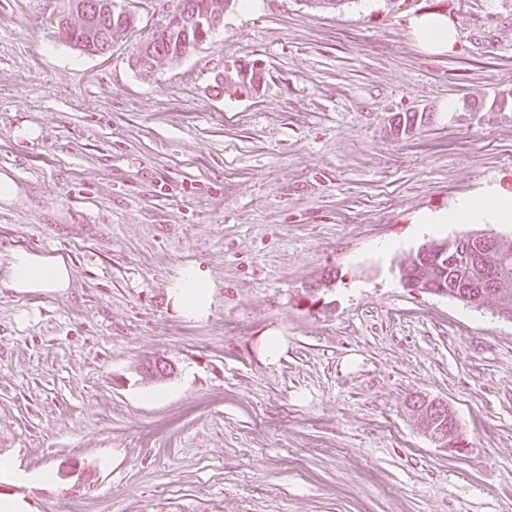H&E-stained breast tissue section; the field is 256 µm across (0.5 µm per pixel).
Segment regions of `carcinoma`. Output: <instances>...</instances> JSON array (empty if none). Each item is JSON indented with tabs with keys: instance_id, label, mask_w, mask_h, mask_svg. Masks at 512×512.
Instances as JSON below:
<instances>
[{
	"instance_id": "obj_1",
	"label": "carcinoma",
	"mask_w": 512,
	"mask_h": 512,
	"mask_svg": "<svg viewBox=\"0 0 512 512\" xmlns=\"http://www.w3.org/2000/svg\"><path fill=\"white\" fill-rule=\"evenodd\" d=\"M84 0H68L67 9L60 12L62 29L58 34L65 42L77 49L92 54L101 42L112 41L114 37L135 27L136 18L124 20L112 14L115 0H93L98 5L99 15L88 17L81 10ZM192 8L201 14H214L235 5L237 0H188ZM193 32L179 26L166 27L155 31L143 43L131 66L138 69L145 61L159 69L181 59L183 43ZM473 234H466L451 241H433L417 249L400 262L401 279L413 281L427 293L440 289L448 296L476 310L484 311L493 303L500 312L512 313V236L497 234L490 239L488 253L478 254L471 248ZM413 411L423 431L434 433L438 430L453 442L460 424L448 405L425 395L413 399Z\"/></svg>"
}]
</instances>
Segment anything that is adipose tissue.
I'll return each instance as SVG.
<instances>
[{
	"label": "adipose tissue",
	"instance_id": "ef3b65f1",
	"mask_svg": "<svg viewBox=\"0 0 512 512\" xmlns=\"http://www.w3.org/2000/svg\"><path fill=\"white\" fill-rule=\"evenodd\" d=\"M413 34L418 43L432 51L452 50L456 32L447 17L426 14L415 19ZM423 224H510L512 194L487 188L465 197L448 209L428 212L419 218ZM72 269L60 254L14 250L0 266V288L17 293L58 292L70 288ZM212 282L206 271L183 267L169 287V296L179 315L200 319L210 312Z\"/></svg>",
	"mask_w": 512,
	"mask_h": 512
}]
</instances>
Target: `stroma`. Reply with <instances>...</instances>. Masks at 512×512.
<instances>
[{
    "label": "stroma",
    "instance_id": "1",
    "mask_svg": "<svg viewBox=\"0 0 512 512\" xmlns=\"http://www.w3.org/2000/svg\"><path fill=\"white\" fill-rule=\"evenodd\" d=\"M87 55L65 0H0V260L61 253L62 292L0 289V498L30 512H512V323L408 287L399 264L469 232L416 223L512 194V0H258L142 79L168 0ZM448 16L453 51L411 21ZM261 67L256 92L217 74ZM453 111H443L446 102ZM403 112L423 115L410 133ZM34 130L33 138L21 129ZM214 284L207 318L168 298ZM285 340L277 363L264 336ZM174 368L157 382L137 368ZM448 404L437 447L415 394ZM51 471L48 483L25 476ZM212 282L198 266L183 267L169 287V297L179 315L200 319L210 313Z\"/></svg>",
    "mask_w": 512,
    "mask_h": 512
}]
</instances>
